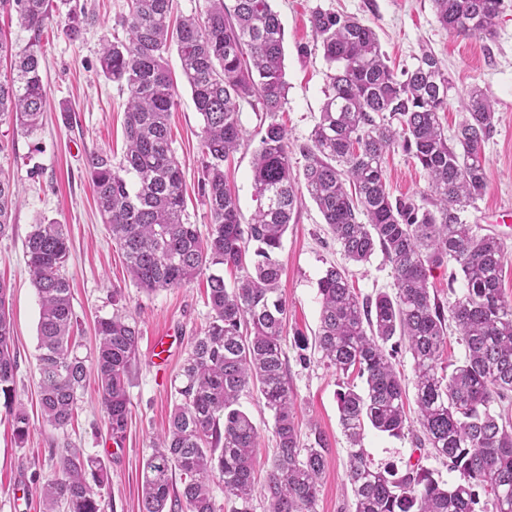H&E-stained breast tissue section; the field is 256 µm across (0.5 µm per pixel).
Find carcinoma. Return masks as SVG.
I'll list each match as a JSON object with an SVG mask.
<instances>
[{
  "mask_svg": "<svg viewBox=\"0 0 512 512\" xmlns=\"http://www.w3.org/2000/svg\"><path fill=\"white\" fill-rule=\"evenodd\" d=\"M440 23L458 37L492 39L503 0H433ZM34 37L14 50L0 36V56L13 57L0 78V121L27 133L41 125L47 99L39 35L51 18L49 0H0ZM172 0H128L124 41L103 45L99 73L129 90L126 148L119 164L92 152L87 166L102 223L125 257L131 280L147 292L180 288L204 269L241 273L234 287L208 281V325L191 342L175 377L168 426L143 459L142 512H214L211 483H224L230 512H253L260 492L267 512H315L327 441L301 444L286 371L283 336L287 305L279 294L282 248L302 191L348 259L364 263L381 250L391 264L395 292L361 298L345 268H327L318 282L320 325L314 345L327 365L356 374L337 393L339 422L351 448L347 478L355 512H475L474 487L491 496L493 512H512V421L492 406L512 394V301L504 297L502 270L509 253L496 236L477 233L465 213L487 189L484 144L496 112L484 92L470 91L453 136L439 113L448 108L452 83L430 50L397 75L387 65L376 31L361 20L316 7L309 22L329 66L319 122L300 146L303 182L293 176L286 129L273 120L287 103L283 74L284 28L269 0H207L204 19L172 21ZM89 18L67 13L76 39ZM176 46L182 73L203 120L199 189L210 215L207 237L184 221L180 162L169 118L178 89L165 54ZM248 104L272 118L260 131L252 180L257 207L244 220L227 186L224 163L243 138L240 108ZM401 149L429 178L430 196L419 204L392 197L385 153ZM16 195L0 169V239L14 232ZM32 283L39 296V404L46 424L63 429L74 418L77 393L88 373L97 387L111 440L126 437L128 374L140 330L115 312L98 319L97 342L84 354L74 338L65 225L41 220L26 241ZM453 262L463 293L443 303L430 294L432 271ZM0 280V395L18 443L30 435L29 418L15 403L17 356ZM455 325L465 347L446 372L440 358ZM413 360L417 446L429 449L459 481L448 485L420 464L405 472L375 466L361 441L366 428L399 438L410 429L400 348ZM255 392L273 413L276 453L256 485L259 434L240 409ZM182 490L171 495L173 476ZM107 477L101 460L68 448L59 476L39 497L44 512H101Z\"/></svg>",
  "mask_w": 512,
  "mask_h": 512,
  "instance_id": "cac0c4a2",
  "label": "carcinoma"
}]
</instances>
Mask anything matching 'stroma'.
<instances>
[{
    "label": "stroma",
    "instance_id": "stroma-1",
    "mask_svg": "<svg viewBox=\"0 0 512 512\" xmlns=\"http://www.w3.org/2000/svg\"><path fill=\"white\" fill-rule=\"evenodd\" d=\"M497 23V36L487 40L450 34L438 21L432 0H272L284 26V66L288 100L277 116L288 133L294 172L304 160L298 148L307 142L318 122L327 85L328 67L315 47L309 17L314 7L344 12L371 25L381 49L394 69L413 68L421 49L427 48L446 67L453 87L448 110L441 115L445 129H454L461 118L460 102L473 87L483 89L496 112V131L484 146L487 189L466 214L467 223L482 234H493L512 250V223H499L512 210V0ZM85 7L93 19L80 38L65 31L68 6ZM127 0H70L57 5L43 30L40 44L42 78L47 91L43 125L27 134L0 122V169L8 172L17 197L15 229L0 240V279L11 287L10 308L14 346L18 356L15 399L29 416L30 436L16 444L0 405V512H42L37 489L58 474L66 445L99 458L110 482L101 490L103 512H141V462L152 452V441L165 425L174 402V379L190 349L204 329L206 275L180 288L146 292L131 280L118 247L101 221L90 177L87 156L107 150L120 161L125 150L124 121L129 93L126 87L99 75L102 45L125 39L122 19ZM310 46L301 55V46ZM179 105L170 122L175 155L182 164L186 189V218L200 233L209 229V211L199 192L201 132L203 121L186 84L178 86ZM244 142L225 163L227 181L243 215L256 208L252 188V154L258 144L260 113L243 105L240 114ZM385 176L392 195L421 198L429 191L425 171L402 150L386 155ZM65 224L70 257L66 274L72 283V303L77 317L76 334L85 346L95 343L98 318L110 316L113 289L123 295V311L141 330L136 358L130 368V399L126 438L122 444L109 439L105 414L94 380L78 393L77 415L63 429L48 426L39 408L38 319L39 301L26 264L25 240L40 219ZM282 264L280 292L288 305V337L313 338L319 325L317 283L332 265L346 268L360 296L392 291L390 264L382 253L365 263L348 260L336 243L312 200H305L294 215L278 255ZM169 339L167 359L155 363L150 353L153 337ZM288 380L292 388L301 440L313 431L328 439L325 470L316 512H354L347 479L348 443L339 423L337 394L342 375L326 366L314 349L298 352L287 345ZM362 445L376 465L405 469L420 462L445 482L458 473L448 471L438 459L416 448L411 437L394 438L366 429Z\"/></svg>",
    "mask_w": 512,
    "mask_h": 512
}]
</instances>
